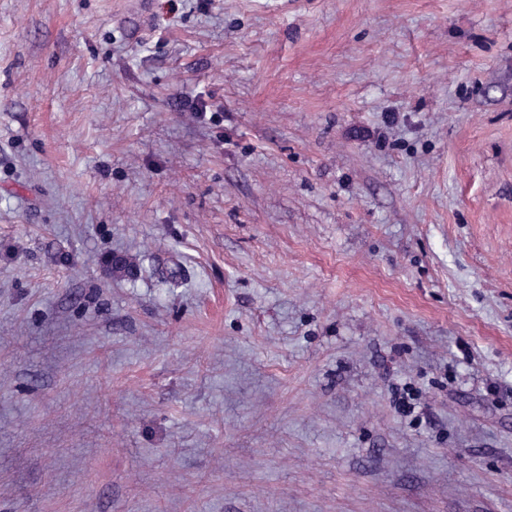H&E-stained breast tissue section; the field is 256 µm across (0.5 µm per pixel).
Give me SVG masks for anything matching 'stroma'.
Returning a JSON list of instances; mask_svg holds the SVG:
<instances>
[{"mask_svg":"<svg viewBox=\"0 0 512 512\" xmlns=\"http://www.w3.org/2000/svg\"><path fill=\"white\" fill-rule=\"evenodd\" d=\"M0 512H512V0H0Z\"/></svg>","mask_w":512,"mask_h":512,"instance_id":"obj_1","label":"stroma"}]
</instances>
